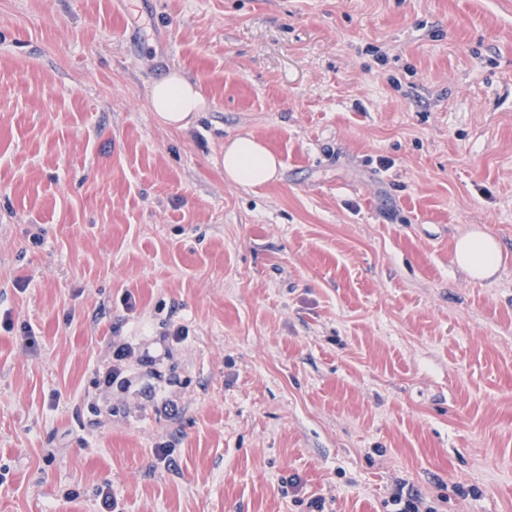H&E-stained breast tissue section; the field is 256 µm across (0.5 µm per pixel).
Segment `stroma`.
<instances>
[{
    "label": "stroma",
    "mask_w": 512,
    "mask_h": 512,
    "mask_svg": "<svg viewBox=\"0 0 512 512\" xmlns=\"http://www.w3.org/2000/svg\"><path fill=\"white\" fill-rule=\"evenodd\" d=\"M7 313L0 512H512V0H0ZM151 110L164 126L188 128L198 112H206L209 103L198 85L179 71L155 82L150 90ZM222 162L226 178L245 187L268 183L281 167L262 142L249 136H238L225 144ZM453 262L470 279L480 282L489 280L500 267V244L481 229L471 228L456 238ZM131 362L147 367L153 365L154 358L148 352L137 351L130 343H112L108 367L97 380L103 393H112V385L115 383L120 388L129 386V380L124 374Z\"/></svg>",
    "instance_id": "stroma-1"
}]
</instances>
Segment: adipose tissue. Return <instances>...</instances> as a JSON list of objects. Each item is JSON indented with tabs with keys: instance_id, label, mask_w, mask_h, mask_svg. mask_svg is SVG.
Masks as SVG:
<instances>
[{
	"instance_id": "ef3b65f1",
	"label": "adipose tissue",
	"mask_w": 512,
	"mask_h": 512,
	"mask_svg": "<svg viewBox=\"0 0 512 512\" xmlns=\"http://www.w3.org/2000/svg\"><path fill=\"white\" fill-rule=\"evenodd\" d=\"M150 104L159 124L180 129L189 127L198 113L209 109L198 85L178 71L152 85ZM222 162L226 178L245 187L275 179L281 166L262 142L249 136H239L225 144ZM453 261L470 279L489 280L500 267V244L481 229H469L456 238Z\"/></svg>"
}]
</instances>
